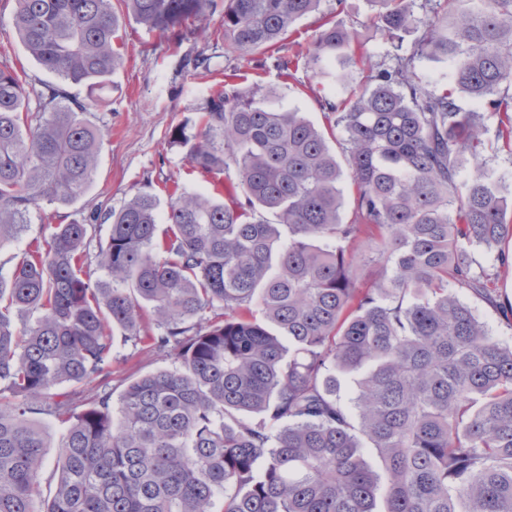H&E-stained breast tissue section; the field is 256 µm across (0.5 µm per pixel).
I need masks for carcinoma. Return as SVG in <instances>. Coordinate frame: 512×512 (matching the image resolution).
<instances>
[{"label":"carcinoma","instance_id":"carcinoma-1","mask_svg":"<svg viewBox=\"0 0 512 512\" xmlns=\"http://www.w3.org/2000/svg\"><path fill=\"white\" fill-rule=\"evenodd\" d=\"M122 2L176 40L213 7ZM321 2L224 0V53L278 48ZM367 2L392 64L329 20L297 59L313 78L368 65L363 90L325 101V128L226 82L169 132L192 167L224 176L213 192L175 190L163 216L149 192L99 214L107 281L84 271L94 225L76 221L0 275V512H512V345L458 296L512 324L497 288L512 272V196L481 163L486 118L512 156V0H424L420 13L415 0ZM17 4L21 43L61 83L31 92L0 69V244L40 203L67 206L92 185L102 131L67 87L102 91L123 64L112 0ZM404 33L416 34L405 52ZM421 59L448 73L426 79ZM336 130L343 165L325 136ZM216 309L224 320L207 317ZM15 311L34 319L19 330ZM116 328L174 366L124 379L115 408ZM92 377L78 400L55 392ZM35 413L66 424L44 509ZM460 296L472 307L490 336L502 343L512 344V328L492 308L470 293H461Z\"/></svg>","mask_w":512,"mask_h":512}]
</instances>
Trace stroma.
<instances>
[{
    "label": "stroma",
    "mask_w": 512,
    "mask_h": 512,
    "mask_svg": "<svg viewBox=\"0 0 512 512\" xmlns=\"http://www.w3.org/2000/svg\"><path fill=\"white\" fill-rule=\"evenodd\" d=\"M224 0L200 20V32L172 41L148 31L132 16L124 15L119 31L124 62L112 75L105 91L106 102L92 106L90 118L105 135L101 141L98 167L91 188L68 206L41 203L18 237L0 245V274L8 275L11 258L21 257L27 244L50 237L56 225L74 220L89 222L92 214L119 207L140 191L155 193L160 210H167L166 183L178 182L181 190L209 193L212 178L192 169L186 147L171 143L169 131L203 110L210 95L224 84L226 73H234L239 88L261 85L272 102L282 109H295L315 125H323L324 100H338L347 91L366 83L360 67L347 65V82L316 79L305 71L283 79L270 64V50L259 49L244 57L224 53ZM16 0H0V68L15 70L28 86L42 88L53 76L31 58L13 26ZM372 11L367 0H322L319 9L296 22L280 50L289 58L305 53L323 19L363 30L364 49L373 60L383 59L393 46L381 33L365 28ZM209 57L208 68H193L189 59ZM145 344L115 336L112 349V388L121 391L131 373L141 374L171 367Z\"/></svg>",
    "instance_id": "obj_1"
}]
</instances>
